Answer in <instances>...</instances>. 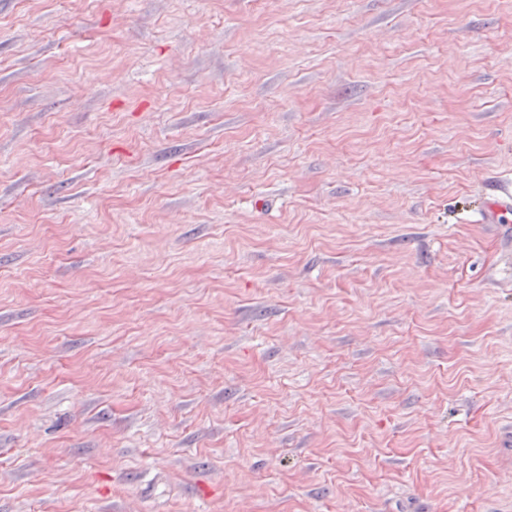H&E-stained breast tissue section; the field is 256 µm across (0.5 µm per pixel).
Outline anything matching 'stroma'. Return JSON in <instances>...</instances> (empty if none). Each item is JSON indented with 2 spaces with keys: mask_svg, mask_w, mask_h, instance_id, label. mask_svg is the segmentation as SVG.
<instances>
[{
  "mask_svg": "<svg viewBox=\"0 0 512 512\" xmlns=\"http://www.w3.org/2000/svg\"><path fill=\"white\" fill-rule=\"evenodd\" d=\"M490 176L512 0H0V512H512Z\"/></svg>",
  "mask_w": 512,
  "mask_h": 512,
  "instance_id": "1",
  "label": "stroma"
}]
</instances>
